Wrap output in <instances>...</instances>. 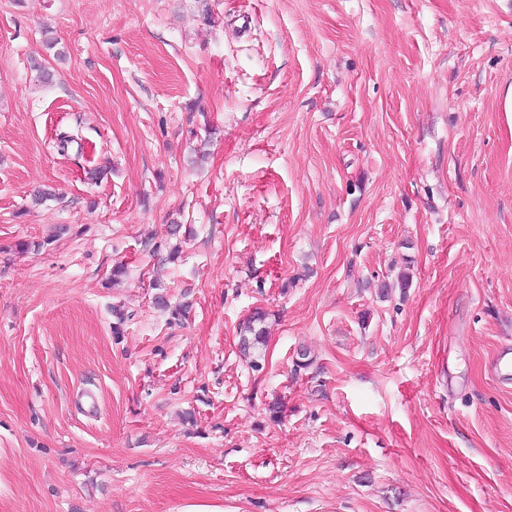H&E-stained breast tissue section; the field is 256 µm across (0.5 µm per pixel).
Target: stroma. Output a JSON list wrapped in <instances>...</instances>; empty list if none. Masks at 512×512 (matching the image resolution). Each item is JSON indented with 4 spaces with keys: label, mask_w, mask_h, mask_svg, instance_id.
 <instances>
[{
    "label": "stroma",
    "mask_w": 512,
    "mask_h": 512,
    "mask_svg": "<svg viewBox=\"0 0 512 512\" xmlns=\"http://www.w3.org/2000/svg\"><path fill=\"white\" fill-rule=\"evenodd\" d=\"M509 346L512 0H0V512H512ZM267 315L264 311H255L244 326L240 328V349L245 356L251 357V368L255 371L260 370V360L265 356L268 339V331L265 325Z\"/></svg>",
    "instance_id": "stroma-1"
}]
</instances>
